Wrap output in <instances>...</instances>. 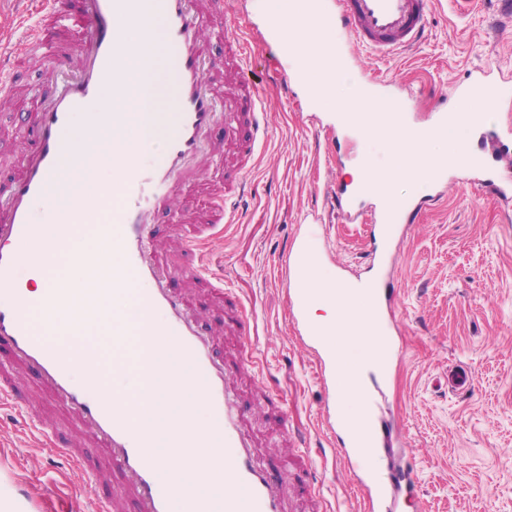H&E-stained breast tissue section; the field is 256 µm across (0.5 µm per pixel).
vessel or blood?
Listing matches in <instances>:
<instances>
[{
  "instance_id": "1",
  "label": "vessel or blood",
  "mask_w": 512,
  "mask_h": 512,
  "mask_svg": "<svg viewBox=\"0 0 512 512\" xmlns=\"http://www.w3.org/2000/svg\"><path fill=\"white\" fill-rule=\"evenodd\" d=\"M239 6V0H44L42 19L25 40L10 50L0 49L1 97L12 93L19 60L27 55L54 57L55 75L65 82L62 90L39 98L35 112L23 115L27 149L20 174L0 183V348L6 350L10 363L36 374L92 443L88 449H72L56 438L52 441L56 454L82 466L90 460L91 449L103 451L121 477L118 499L134 502L138 512H172L178 497L151 454L152 449L165 447L166 435L156 429L153 415L135 418L125 405L103 400L92 375L77 378V363L30 320L21 281L34 262L32 246L41 242L34 208L48 200L62 158L72 150L63 131L89 104L102 101L104 90H111L116 98L123 95L120 71L126 56L137 48L129 32H146L154 18H161L165 38L177 53L167 107L176 114L179 128L161 147L158 162L139 160L117 175V222L107 236L124 265L114 269L112 280L131 281L145 318L161 321L167 339L156 353L161 374L186 370L190 382L203 390L215 440L224 450L226 490L195 499V512H284L283 477L255 454L242 427L234 387L214 354L211 332L180 292L170 287L166 265L149 247L150 229L159 212H169L171 221H178L171 202L187 183L190 164L199 157L216 121H223L228 142L245 158L254 155L268 135L261 82L245 73L248 42L226 39L236 77L228 81L220 98L213 91L212 76L223 72L224 63L207 60L204 54V24ZM430 6L431 0H336L330 13L336 47L342 50L352 43L383 58L416 45L425 36ZM73 35L80 41L72 57L61 51L60 41ZM492 158L497 171L481 180L479 187L511 203L512 150L497 149ZM246 187L245 173L238 171L225 179L224 195L213 209V224L238 223V201ZM335 196L341 220L362 223L358 197L346 188L337 189ZM427 205V200L408 197L390 214L378 216L373 230L378 267H386L388 256L397 252L403 224ZM312 255L313 245L307 238L298 240L288 254V268L295 279L288 290L289 315L300 343L316 363L323 389L330 390L335 386L336 367L308 317V290L301 282ZM373 294V317L385 336L397 327L394 294L387 287L374 289ZM321 417L324 426L339 436L343 459L357 475L369 512H398L400 502L417 501L419 479L414 468L395 465L386 483L372 479L383 448L400 427L399 418L386 421L373 413L363 425L351 428L337 423L327 404L321 407Z\"/></svg>"
}]
</instances>
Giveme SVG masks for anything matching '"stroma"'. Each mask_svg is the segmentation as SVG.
Listing matches in <instances>:
<instances>
[{
	"mask_svg": "<svg viewBox=\"0 0 512 512\" xmlns=\"http://www.w3.org/2000/svg\"><path fill=\"white\" fill-rule=\"evenodd\" d=\"M251 54L252 77L267 80L269 136L247 165L241 223L205 241L224 265L222 292L190 283L193 258L169 225H154V236L173 271V287L183 290L190 309L216 334L215 350L259 457L290 474L306 466L315 472V489L305 501L287 492L292 512H368L335 437L321 423L324 391L312 356L290 326L280 263L294 241L311 232L325 242L318 256L321 278L369 275V224L342 223L330 210L315 224L311 211L322 207L328 189L363 153L380 159L384 151L343 133L331 142L317 137L315 127L331 125L330 116L309 107L299 84L275 80L277 50L256 39ZM55 65L52 59L20 65L17 90L0 108V182L18 172L25 146L18 117L33 99V85ZM474 68L507 76L498 101L484 110L494 130L512 126V18L503 17L500 0H476L464 13L454 0H432L427 37L419 46L383 61L361 53L350 63L355 79H374L377 90L394 97L403 85L426 86L412 105L419 124L432 121L445 96ZM238 163L231 148L202 158V181L177 201L191 226H201L215 199L214 184ZM490 175L489 168L464 166L447 173L446 194L434 186L399 189L436 202L409 224L396 255L391 286L401 352L375 382L385 408L402 418L404 453L421 472L422 512H512V205L473 188L472 178ZM238 305L251 317L244 337L224 328ZM460 369L473 379L465 391L448 385L449 373ZM11 372L43 418L83 444L78 424L35 377L17 365ZM41 441L11 420L0 421V495L15 512H72L84 503L83 474L49 466Z\"/></svg>",
	"mask_w": 512,
	"mask_h": 512,
	"instance_id": "35a3bbf8",
	"label": "stroma"
}]
</instances>
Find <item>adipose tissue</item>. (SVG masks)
Returning <instances> with one entry per match:
<instances>
[{
	"label": "adipose tissue",
	"mask_w": 512,
	"mask_h": 512,
	"mask_svg": "<svg viewBox=\"0 0 512 512\" xmlns=\"http://www.w3.org/2000/svg\"><path fill=\"white\" fill-rule=\"evenodd\" d=\"M305 284L311 296L309 317L323 331L324 343L336 353L339 367L336 396L341 403L356 409L348 419L349 424L361 425L368 416L365 371L379 368L387 358V351L370 316L368 289L353 281L321 280L314 268L306 275ZM354 343L366 348V359L359 366L351 364L345 356L346 348Z\"/></svg>",
	"instance_id": "obj_1"
}]
</instances>
